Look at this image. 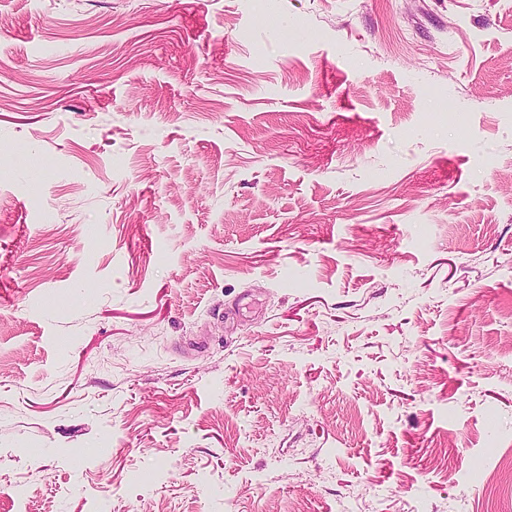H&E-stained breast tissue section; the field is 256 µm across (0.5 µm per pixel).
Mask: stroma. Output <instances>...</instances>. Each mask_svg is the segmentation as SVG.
Masks as SVG:
<instances>
[{"label": "stroma", "mask_w": 512, "mask_h": 512, "mask_svg": "<svg viewBox=\"0 0 512 512\" xmlns=\"http://www.w3.org/2000/svg\"><path fill=\"white\" fill-rule=\"evenodd\" d=\"M512 0H0V512H512Z\"/></svg>", "instance_id": "35a3bbf8"}]
</instances>
